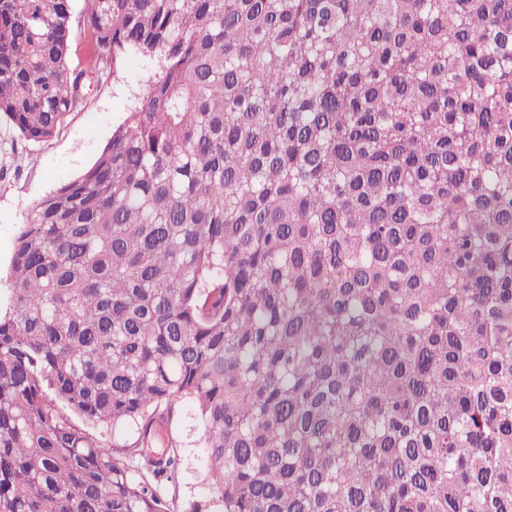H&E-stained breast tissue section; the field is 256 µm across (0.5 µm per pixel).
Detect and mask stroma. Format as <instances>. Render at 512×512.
<instances>
[{
  "instance_id": "1",
  "label": "stroma",
  "mask_w": 512,
  "mask_h": 512,
  "mask_svg": "<svg viewBox=\"0 0 512 512\" xmlns=\"http://www.w3.org/2000/svg\"><path fill=\"white\" fill-rule=\"evenodd\" d=\"M147 76L142 59L127 58L118 78L95 87L86 105L72 112L46 142L24 141L9 121H0V278L8 273L16 235L33 203L96 161L134 106ZM193 413L190 403H182L171 425L174 439L182 445V512L210 499L205 453L192 430Z\"/></svg>"
}]
</instances>
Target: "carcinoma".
Listing matches in <instances>:
<instances>
[{"label": "carcinoma", "mask_w": 512, "mask_h": 512, "mask_svg": "<svg viewBox=\"0 0 512 512\" xmlns=\"http://www.w3.org/2000/svg\"><path fill=\"white\" fill-rule=\"evenodd\" d=\"M0 0V117L50 140L0 307V512H512V0ZM84 4V0L72 1L73 23L69 38V57L73 65H76L78 61L82 62L87 53L86 42L84 40L83 33L78 26V20L83 13ZM148 76L139 57L127 58L119 76L95 87L86 105L72 112L46 142L21 139L0 121V278L6 279L15 238L33 203L60 184L77 178L99 157L134 106ZM193 406L189 402L180 405L171 425V433L182 445V468L179 476V508L189 509L193 504H207L210 499L206 479L204 448L200 447L198 436L193 432Z\"/></svg>", "instance_id": "obj_1"}]
</instances>
